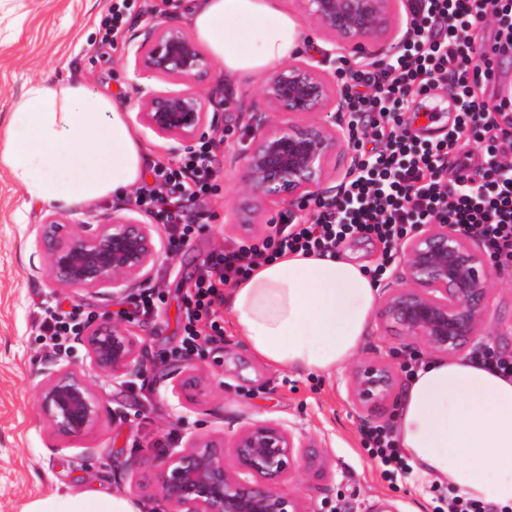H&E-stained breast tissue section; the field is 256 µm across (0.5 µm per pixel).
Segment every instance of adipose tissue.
<instances>
[{
  "label": "adipose tissue",
  "instance_id": "obj_1",
  "mask_svg": "<svg viewBox=\"0 0 512 512\" xmlns=\"http://www.w3.org/2000/svg\"><path fill=\"white\" fill-rule=\"evenodd\" d=\"M198 43L235 79L259 74L300 47L281 0H200L190 16ZM0 169L23 206L77 212L136 186L143 147L122 107L81 79L28 82L0 133ZM379 290L361 263L287 254L224 294V310L253 355L276 369L332 375L363 344ZM394 430L417 478L460 495L512 505V379L469 357L431 359L404 388ZM23 512H140L128 496L53 493Z\"/></svg>",
  "mask_w": 512,
  "mask_h": 512
}]
</instances>
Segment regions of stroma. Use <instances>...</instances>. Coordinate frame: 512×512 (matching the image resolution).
<instances>
[{"label": "stroma", "instance_id": "35a3bbf8", "mask_svg": "<svg viewBox=\"0 0 512 512\" xmlns=\"http://www.w3.org/2000/svg\"><path fill=\"white\" fill-rule=\"evenodd\" d=\"M197 0H137V6L112 44L101 42L104 20L112 0H25L19 39H10L12 14H0V123L10 121L28 81L43 77L61 82L80 75L94 90L125 105L128 121L144 148L145 163H168L178 158L174 142L157 137L137 117L143 91L162 87L158 78L135 74L130 60L149 37L153 24L190 26ZM297 18L304 42L300 59L319 60L324 53L346 56L344 68H330L338 91H345L358 55L370 57L381 69L400 49L404 26L384 36L364 40L361 53L344 52L333 36L303 18L298 0H283ZM264 75L226 80L214 65L199 91L227 101L218 116L227 134L216 152L222 167L215 190L197 219L190 243L167 253V229L155 215L135 207L128 196H114L82 212H66L70 224H104L115 216H131L153 225L164 250L148 275L112 291L75 293L46 274V258L36 246L40 227L52 207L34 205L20 210L6 171H0V512H21L25 503L53 492L92 490L129 495L141 512H164L157 495L158 464L171 450L185 447L194 435L231 443L246 425L273 421L296 436L315 438L317 449L304 475L286 476L281 492L300 499L310 512H372L388 501L398 512L422 505L433 512L434 498L451 496L447 484L421 482L414 475L383 480L363 448L365 427H393L396 404L358 409L347 389L348 369L332 376L276 370L257 359L237 336L232 321L224 323V338L204 344L190 355H179L188 286L191 276L218 244H232L252 236L269 235L287 202L244 199V169L239 159L246 147V130L253 113L263 111ZM255 212L245 227L232 223L242 205ZM483 334L494 349L512 353V266L496 269ZM155 287L162 300L144 316L135 309V297ZM75 309L81 321L129 315L128 330L138 340V358L144 371L127 382L89 372L88 379L104 400L100 425L82 440L58 448L38 405L39 371L70 365L87 370V350L80 340L68 349L53 351L41 339L37 321L41 310L55 305ZM415 344L396 331L372 323L358 351L359 357H394L408 362ZM190 367L205 378L192 395L172 391L175 381Z\"/></svg>", "mask_w": 512, "mask_h": 512}]
</instances>
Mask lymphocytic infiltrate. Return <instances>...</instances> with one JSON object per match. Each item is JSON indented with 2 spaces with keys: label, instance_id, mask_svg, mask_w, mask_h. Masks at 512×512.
<instances>
[{
  "label": "lymphocytic infiltrate",
  "instance_id": "obj_1",
  "mask_svg": "<svg viewBox=\"0 0 512 512\" xmlns=\"http://www.w3.org/2000/svg\"><path fill=\"white\" fill-rule=\"evenodd\" d=\"M408 10L401 49L384 68L357 72L346 94L351 126L374 135L367 159L351 171L338 199H315L311 212L282 214L271 235L203 260L192 279L181 353L221 342L225 285L287 253L332 255L346 238L372 237L383 246L374 274L379 280L408 234L435 220L480 241L495 264L512 265V167L502 164L512 157V114L506 102L484 96L497 58L512 51V0H408ZM489 16L497 18L498 30L488 48L473 33ZM440 83L452 89L456 116L446 137L430 142L411 134L405 104ZM473 138L487 141L485 154L459 163L460 144ZM218 169L212 144L202 141L175 166L153 165L154 185L135 195L136 206L169 229L170 250L192 240L196 208L209 197ZM362 435L385 480L408 474L392 431L370 426Z\"/></svg>",
  "mask_w": 512,
  "mask_h": 512
}]
</instances>
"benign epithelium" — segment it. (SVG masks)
<instances>
[{"mask_svg":"<svg viewBox=\"0 0 512 512\" xmlns=\"http://www.w3.org/2000/svg\"><path fill=\"white\" fill-rule=\"evenodd\" d=\"M303 12L347 45L388 33L400 0H300ZM131 65L138 75L160 77L173 89L151 90L138 102L140 122L159 137L193 145L218 111L212 97L184 84L204 77L212 62L179 27L156 25ZM268 112L309 115L342 106L335 85L320 68L292 59L269 73L263 85ZM344 135L321 122L264 121L249 130L242 153L252 197L305 201L324 180ZM37 245L47 275L77 291L119 290L159 259L154 227L133 217L72 230L51 215ZM403 288H388L380 317L433 353L458 356L481 338L493 265L469 238L446 224H426L400 246ZM90 368L119 379L138 373L136 340L114 319L88 323L84 339ZM40 411L55 438L79 439L98 427L103 399L88 377L68 366L40 372ZM394 366L383 358L361 361L348 378L360 409L390 402L397 390ZM315 447L274 422L251 423L235 437L234 469L223 444L196 436L160 463L157 492L169 512H309L277 488L284 474L301 468L304 449Z\"/></svg>","mask_w":512,"mask_h":512,"instance_id":"benign-epithelium-1","label":"benign epithelium"}]
</instances>
